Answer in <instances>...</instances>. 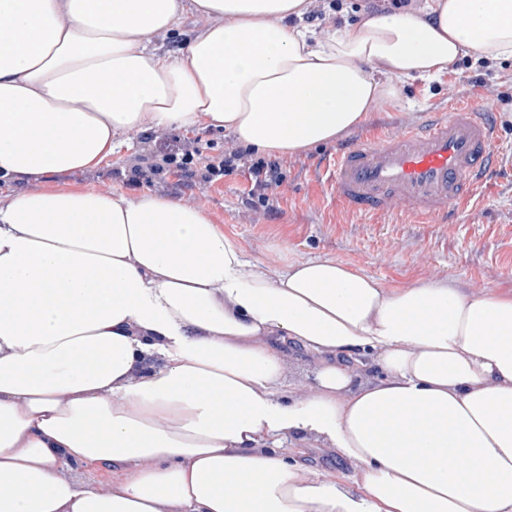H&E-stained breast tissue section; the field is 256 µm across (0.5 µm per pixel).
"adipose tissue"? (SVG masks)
<instances>
[{"instance_id":"1","label":"adipose tissue","mask_w":512,"mask_h":512,"mask_svg":"<svg viewBox=\"0 0 512 512\" xmlns=\"http://www.w3.org/2000/svg\"><path fill=\"white\" fill-rule=\"evenodd\" d=\"M310 8L0 0V180L97 168L149 129L304 152L401 104L406 81L512 58V0H426L324 40L302 25ZM188 19L184 52L152 46ZM287 340L319 357L290 397ZM365 354L384 376L363 384ZM310 438L355 464L350 484L302 461ZM88 463L124 478L58 475ZM0 512H512V295L253 261L178 199L14 190L0 202ZM123 469L113 467L112 464L103 466L91 463L83 467L64 469L61 475L65 478L91 488H112V485L119 484L123 479Z\"/></svg>"}]
</instances>
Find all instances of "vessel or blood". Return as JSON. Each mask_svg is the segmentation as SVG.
<instances>
[{"mask_svg":"<svg viewBox=\"0 0 512 512\" xmlns=\"http://www.w3.org/2000/svg\"><path fill=\"white\" fill-rule=\"evenodd\" d=\"M496 127L480 104L450 107L423 124L337 149V202L365 216L412 215L451 224L497 174Z\"/></svg>","mask_w":512,"mask_h":512,"instance_id":"b4317fda","label":"vessel or blood"}]
</instances>
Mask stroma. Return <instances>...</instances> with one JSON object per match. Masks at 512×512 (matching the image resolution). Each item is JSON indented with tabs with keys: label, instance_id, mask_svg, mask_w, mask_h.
Here are the masks:
<instances>
[{
	"label": "stroma",
	"instance_id": "35a3bbf8",
	"mask_svg": "<svg viewBox=\"0 0 512 512\" xmlns=\"http://www.w3.org/2000/svg\"><path fill=\"white\" fill-rule=\"evenodd\" d=\"M480 100L493 107L502 170L464 208L457 223H416L400 217H369L337 204L323 175L336 151L323 145L280 156L282 183L259 201L250 190L255 177L242 167L214 183L157 184L151 194L201 199L225 233L236 236L251 258L270 263L332 258L372 275L387 287L408 286L437 275L462 292L512 293V58L476 62L464 57L430 80L406 83L402 105L378 108L367 122L341 138L364 139L403 124L422 122L428 113ZM130 147L93 170L26 181V188L79 187L99 192L132 191L127 162L143 148V133H129ZM305 460L327 479L354 471L351 462L322 442L304 444Z\"/></svg>",
	"mask_w": 512,
	"mask_h": 512
}]
</instances>
